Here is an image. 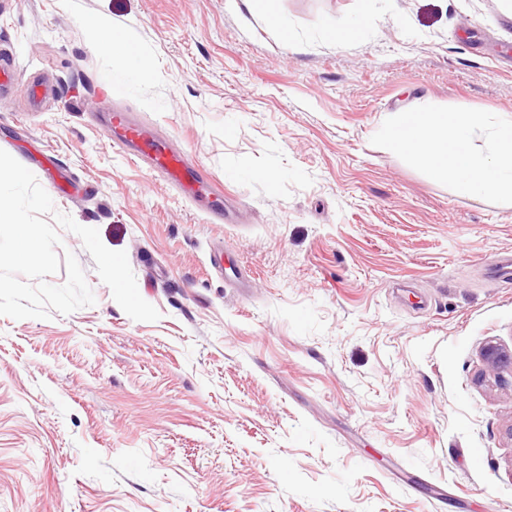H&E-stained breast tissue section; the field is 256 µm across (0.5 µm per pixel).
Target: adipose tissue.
I'll return each mask as SVG.
<instances>
[{
    "label": "adipose tissue",
    "instance_id": "ef3b65f1",
    "mask_svg": "<svg viewBox=\"0 0 512 512\" xmlns=\"http://www.w3.org/2000/svg\"><path fill=\"white\" fill-rule=\"evenodd\" d=\"M85 26L95 48L123 58L109 77L113 89L129 90L149 79L141 48L106 17L86 20ZM380 134L390 148L413 157L435 177L453 178L460 194L512 201V114L490 120L473 112H398ZM480 136L485 146L478 150L474 142Z\"/></svg>",
    "mask_w": 512,
    "mask_h": 512
}]
</instances>
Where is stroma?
Masks as SVG:
<instances>
[{
    "mask_svg": "<svg viewBox=\"0 0 512 512\" xmlns=\"http://www.w3.org/2000/svg\"><path fill=\"white\" fill-rule=\"evenodd\" d=\"M0 0V149L55 213L126 251L132 320L81 239L96 302L0 316V512H512V203L459 195L379 134L394 112L512 113V0ZM367 12L364 35L326 25ZM110 17L150 80L90 43ZM193 155L234 223L113 147V110ZM223 246L249 273L211 270ZM249 12L261 17L270 27L284 31L288 38V30L280 16L277 2L278 0H242ZM85 26L95 48L118 52L123 58V66L113 70L109 77L113 90H129L150 78V69L141 48L124 37L122 33L114 30L112 23L106 17L87 19ZM484 369L478 376L482 382H490L498 389L512 394V351L489 344L482 351Z\"/></svg>",
    "mask_w": 512,
    "mask_h": 512,
    "instance_id": "35a3bbf8",
    "label": "stroma"
}]
</instances>
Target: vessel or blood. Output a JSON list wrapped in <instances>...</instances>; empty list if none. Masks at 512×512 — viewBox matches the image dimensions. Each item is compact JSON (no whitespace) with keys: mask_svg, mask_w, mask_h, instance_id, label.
Wrapping results in <instances>:
<instances>
[{"mask_svg":"<svg viewBox=\"0 0 512 512\" xmlns=\"http://www.w3.org/2000/svg\"><path fill=\"white\" fill-rule=\"evenodd\" d=\"M109 132L115 146L126 151L132 159L148 162L150 167L161 172L170 184L179 187L193 198L208 199L217 194V187L202 174L193 156L169 150L165 145L148 137L126 113L113 112Z\"/></svg>","mask_w":512,"mask_h":512,"instance_id":"obj_1","label":"vessel or blood"}]
</instances>
